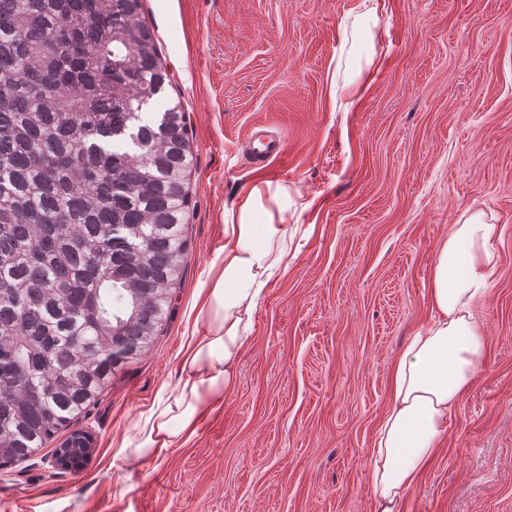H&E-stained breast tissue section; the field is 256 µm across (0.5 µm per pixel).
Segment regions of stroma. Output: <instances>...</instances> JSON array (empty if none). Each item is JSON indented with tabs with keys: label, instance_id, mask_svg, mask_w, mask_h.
Here are the masks:
<instances>
[{
	"label": "stroma",
	"instance_id": "35a3bbf8",
	"mask_svg": "<svg viewBox=\"0 0 512 512\" xmlns=\"http://www.w3.org/2000/svg\"><path fill=\"white\" fill-rule=\"evenodd\" d=\"M144 0L193 148L188 251L171 314L79 422L77 471L53 448L0 469V512H374L371 458L392 368L435 319L450 225L482 211L497 266L475 307L486 346L401 512H512V0ZM266 122L286 156L249 162ZM278 197L288 266L269 280L238 381L188 442L130 467L114 440L170 394L225 213ZM84 438H76L73 441L62 446L53 455L51 463L52 466L61 468V463H68L71 459H83L87 457L92 450L93 438L92 434L88 431H82Z\"/></svg>",
	"mask_w": 512,
	"mask_h": 512
}]
</instances>
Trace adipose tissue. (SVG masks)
I'll list each match as a JSON object with an SVG mask.
<instances>
[{
	"label": "adipose tissue",
	"instance_id": "adipose-tissue-1",
	"mask_svg": "<svg viewBox=\"0 0 512 512\" xmlns=\"http://www.w3.org/2000/svg\"><path fill=\"white\" fill-rule=\"evenodd\" d=\"M263 190L242 197L224 227L219 276L199 294L202 326L182 359L185 379L142 415L133 435L117 444L116 459L159 457L177 439H190L197 416L236 383L240 352L268 280L288 261V227L253 220ZM496 268L494 227L470 213L448 231L430 278L436 318L417 333L393 369L392 397L372 456L376 512H401L425 462L441 448L448 416L468 391L484 350L473 306Z\"/></svg>",
	"mask_w": 512,
	"mask_h": 512
}]
</instances>
